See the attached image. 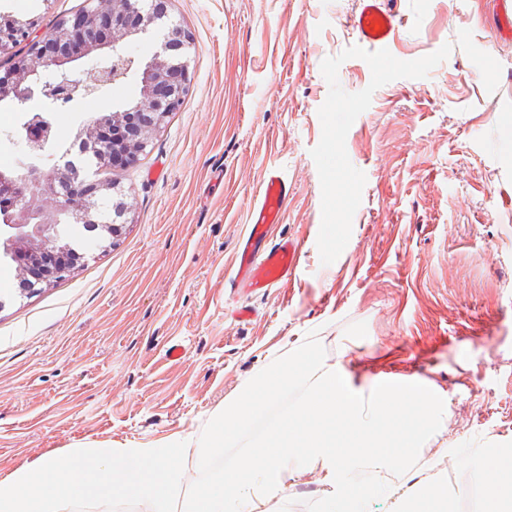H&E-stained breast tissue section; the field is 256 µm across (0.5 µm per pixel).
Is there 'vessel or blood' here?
Returning a JSON list of instances; mask_svg holds the SVG:
<instances>
[{
	"mask_svg": "<svg viewBox=\"0 0 512 512\" xmlns=\"http://www.w3.org/2000/svg\"><path fill=\"white\" fill-rule=\"evenodd\" d=\"M356 22L359 39L367 46L375 64H383L396 30V16L384 0H361ZM288 198V184L278 171H268L252 208V222L245 238L238 243L234 283L261 290L288 282L299 259L300 243L292 238L268 244L273 224L279 223Z\"/></svg>",
	"mask_w": 512,
	"mask_h": 512,
	"instance_id": "b4317fda",
	"label": "vessel or blood"
}]
</instances>
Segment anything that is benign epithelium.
Returning a JSON list of instances; mask_svg holds the SVG:
<instances>
[{
	"instance_id": "benign-epithelium-1",
	"label": "benign epithelium",
	"mask_w": 512,
	"mask_h": 512,
	"mask_svg": "<svg viewBox=\"0 0 512 512\" xmlns=\"http://www.w3.org/2000/svg\"><path fill=\"white\" fill-rule=\"evenodd\" d=\"M170 2L86 0L43 37L36 35L38 20L0 13V54L21 41L28 44V53L14 57L0 78V99L24 105L38 98L50 107L69 103L126 77L135 66L138 97L119 110L96 113L83 128L79 153L90 151L100 165L112 168L137 161L189 91L188 64L178 59L189 36L169 22ZM153 26L162 30L160 51L138 63L127 40ZM91 55L103 57L106 65L72 71L75 61ZM24 129L32 151L44 150L52 137L51 124L40 115ZM112 190V185L88 179L76 158L48 169L24 165L11 174L0 172V194L11 197L0 226V253L12 259L22 291L36 293L64 280L83 261L75 243L59 236V225L84 224L99 241L111 244L122 236L125 225L116 219L127 214L128 206ZM42 195L51 204L32 208L30 199Z\"/></svg>"
}]
</instances>
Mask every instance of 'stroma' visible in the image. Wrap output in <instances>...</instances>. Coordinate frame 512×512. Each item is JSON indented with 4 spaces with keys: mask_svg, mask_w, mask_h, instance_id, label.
Masks as SVG:
<instances>
[{
    "mask_svg": "<svg viewBox=\"0 0 512 512\" xmlns=\"http://www.w3.org/2000/svg\"><path fill=\"white\" fill-rule=\"evenodd\" d=\"M375 70L360 0H172L190 88L146 152L109 179L129 206L112 245L81 239L67 279L0 309V479L49 452L198 441L276 358L316 333L355 385L416 380L447 398L441 448L512 441V40L493 0H388ZM85 0H0L51 30ZM0 104V170L78 154L100 109ZM54 138L21 142L33 113ZM290 188L271 240L301 244L287 284L231 287L269 169ZM248 306L251 321L232 311ZM181 345V358L170 357ZM361 11L356 22L359 39L374 57L373 63L383 64L396 30V15L384 0H361Z\"/></svg>",
    "mask_w": 512,
    "mask_h": 512,
    "instance_id": "stroma-1",
    "label": "stroma"
}]
</instances>
